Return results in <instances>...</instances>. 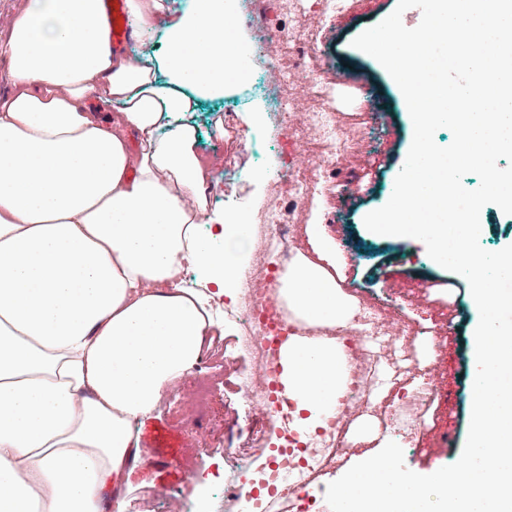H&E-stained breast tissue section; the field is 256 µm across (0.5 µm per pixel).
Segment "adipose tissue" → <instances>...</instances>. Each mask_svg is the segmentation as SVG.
<instances>
[{
  "label": "adipose tissue",
  "instance_id": "1",
  "mask_svg": "<svg viewBox=\"0 0 512 512\" xmlns=\"http://www.w3.org/2000/svg\"><path fill=\"white\" fill-rule=\"evenodd\" d=\"M225 0H197L168 30L164 68L110 45L104 0H17L0 55V512H125L140 460L135 422L199 361L220 324L195 267L232 289L249 218L218 214L197 235L209 170L193 95L224 87ZM283 293L307 323L348 317L319 266ZM340 363L288 368V397L317 424Z\"/></svg>",
  "mask_w": 512,
  "mask_h": 512
}]
</instances>
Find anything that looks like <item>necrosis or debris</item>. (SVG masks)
Here are the masks:
<instances>
[{
  "mask_svg": "<svg viewBox=\"0 0 512 512\" xmlns=\"http://www.w3.org/2000/svg\"><path fill=\"white\" fill-rule=\"evenodd\" d=\"M226 4L239 28L251 36L245 60L262 67L268 88L277 92L273 120L279 152L272 200L253 217L256 262L240 269L238 299L224 310L225 319L237 327L239 349L254 359L240 391L253 421L263 428V444L276 450L255 478L261 491L252 497L251 512H312L304 505L305 487L352 452V445L345 441L346 428L367 411L374 398L371 341L380 340L387 351L405 341L407 330L381 305L372 306L368 316L347 327L311 328L289 313L281 283L298 248L301 212L333 186L362 193V185L348 167L349 158L360 149L338 142L329 105L299 111L288 101L286 89L291 84L315 96L329 89L323 67L302 57L288 64L283 61L298 12L288 9L285 0H265V18L259 22L240 0H226ZM310 131L318 149H307L302 141ZM311 333L336 338L351 369L324 426L303 435L294 427L295 404L280 391L279 348L288 337Z\"/></svg>",
  "mask_w": 512,
  "mask_h": 512,
  "instance_id": "1",
  "label": "necrosis or debris"
}]
</instances>
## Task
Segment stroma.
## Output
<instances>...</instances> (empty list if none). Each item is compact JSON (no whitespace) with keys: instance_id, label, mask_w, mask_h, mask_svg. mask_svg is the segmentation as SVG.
I'll return each instance as SVG.
<instances>
[{"instance_id":"1","label":"stroma","mask_w":512,"mask_h":512,"mask_svg":"<svg viewBox=\"0 0 512 512\" xmlns=\"http://www.w3.org/2000/svg\"><path fill=\"white\" fill-rule=\"evenodd\" d=\"M167 12L151 38L136 46V53L164 60L167 30L196 6V0H164ZM352 13L339 16L332 29H325L319 13L304 12L294 29L295 50L312 51L317 59L345 63L346 79L337 85L330 102L340 137L354 141L361 135L368 116L362 107L365 93H372L380 113L369 144L375 163L360 169L367 194L339 195L330 189L316 205L331 216L322 236L310 227L299 232L298 258L324 267L339 291L354 303L383 302L397 306L406 322L430 325L435 316L450 313V325L443 329L439 343L416 336L386 352L376 383L380 394L374 408L349 427L347 438L357 451L347 465L376 454L382 442L391 441L390 411L394 406L389 392L392 379H400L409 390L421 382L424 368H435L450 394L447 405L427 406L417 419L415 440L404 450L410 470L426 475L431 470L457 461L470 424L473 372L472 335L479 314L470 298L467 282L432 261L424 244L412 238L377 236L368 231L363 219L383 206L392 194L413 138V125L405 99L388 72L370 55L356 49L353 39L379 23L396 7L397 0H351ZM238 74H227L222 92L201 97L195 111L187 113L195 126L198 148L210 170L217 193L210 200L211 211L252 213L271 199L267 167L274 160L275 136L256 144L253 135L269 124L271 116L250 107L249 98L239 92ZM233 112L245 130L238 139L236 162L246 173L243 180L224 182V115ZM237 332L225 325L197 366L184 375L186 387L205 385L206 405L190 409L184 400L166 394L150 418L135 424L133 435L140 448L154 451L151 463L140 464L126 490L127 512H221L224 461L240 448H251L256 464L269 459L264 449L254 447L257 427L248 418L238 388L251 366L250 358L237 349ZM228 358L225 368L212 370V363Z\"/></svg>"}]
</instances>
